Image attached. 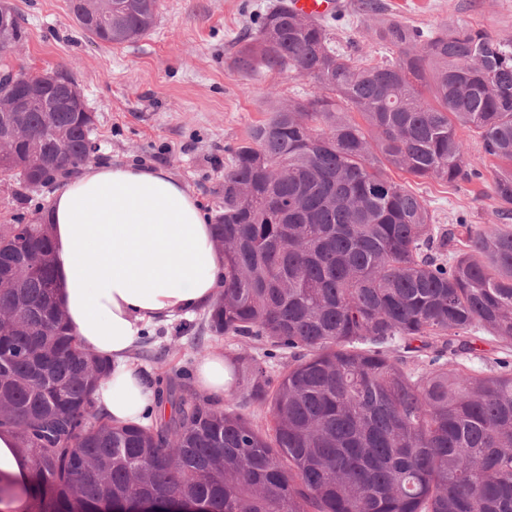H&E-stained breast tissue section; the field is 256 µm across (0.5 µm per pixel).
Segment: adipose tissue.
Instances as JSON below:
<instances>
[{
	"label": "adipose tissue",
	"instance_id": "ef3b65f1",
	"mask_svg": "<svg viewBox=\"0 0 512 512\" xmlns=\"http://www.w3.org/2000/svg\"><path fill=\"white\" fill-rule=\"evenodd\" d=\"M45 221L57 301L81 346L112 366L98 409L116 424L163 416L130 354L148 326L206 309L219 294L224 256L202 204L165 168L89 164L53 194ZM196 382L223 398L232 385L223 352L201 360Z\"/></svg>",
	"mask_w": 512,
	"mask_h": 512
}]
</instances>
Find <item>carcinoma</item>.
Wrapping results in <instances>:
<instances>
[{"label": "carcinoma", "mask_w": 512, "mask_h": 512, "mask_svg": "<svg viewBox=\"0 0 512 512\" xmlns=\"http://www.w3.org/2000/svg\"><path fill=\"white\" fill-rule=\"evenodd\" d=\"M132 43L155 27L160 0H129L91 23ZM375 37L386 60L336 46L328 25L277 0L236 53L238 70H293L317 91L271 109L234 151L215 210L224 292L209 332L290 352L277 378L248 348L228 358L219 402L168 386L169 416L114 426L92 363L56 299L46 224H0V428L30 463L32 512H129L145 500L199 501L206 512H512V363L487 374L472 334L512 345V225L439 227L394 169L448 184L481 175L458 134L503 163L492 181L512 216V43L475 27L434 32L392 22ZM25 112L33 138L0 159L19 183L43 185L89 160L96 121L52 91ZM358 117H353V114ZM450 347L409 365L429 341ZM270 417L262 430L239 399Z\"/></svg>", "instance_id": "obj_1"}]
</instances>
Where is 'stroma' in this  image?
<instances>
[{
  "mask_svg": "<svg viewBox=\"0 0 512 512\" xmlns=\"http://www.w3.org/2000/svg\"><path fill=\"white\" fill-rule=\"evenodd\" d=\"M28 36L15 63L32 71L66 69L81 86L97 116L92 163L129 162L166 168L214 213L233 150L252 125L268 117L273 102L305 96L313 82L295 72L246 74L235 68L239 41L255 33L273 0H161L155 28L136 42L97 43L74 21L68 0H10ZM344 0L330 23L338 46L378 59L389 48L372 35L381 21L396 19L424 31L473 26L512 42V0H381L378 16ZM498 163L486 160L481 178L448 185L418 181L398 171L393 180L421 195L436 223L462 219L495 223L498 203L491 184ZM13 180L0 176V224L39 216L54 192L46 187L17 203ZM204 313L148 328L143 340L152 355L137 358L147 379L166 391L176 373L195 371L214 350L231 354L238 342L203 330Z\"/></svg>",
  "mask_w": 512,
  "mask_h": 512,
  "instance_id": "1",
  "label": "stroma"
}]
</instances>
